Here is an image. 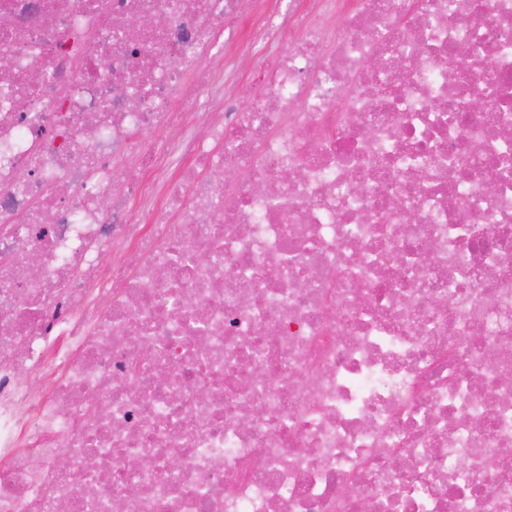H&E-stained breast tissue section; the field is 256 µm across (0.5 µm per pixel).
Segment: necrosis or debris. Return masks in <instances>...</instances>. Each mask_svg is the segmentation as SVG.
Segmentation results:
<instances>
[{
    "instance_id": "1",
    "label": "necrosis or debris",
    "mask_w": 512,
    "mask_h": 512,
    "mask_svg": "<svg viewBox=\"0 0 512 512\" xmlns=\"http://www.w3.org/2000/svg\"><path fill=\"white\" fill-rule=\"evenodd\" d=\"M264 2L0 0V512H512V0ZM251 63L249 62V50L246 42L231 47L224 55V74L230 75L236 80L245 81L249 76Z\"/></svg>"
}]
</instances>
